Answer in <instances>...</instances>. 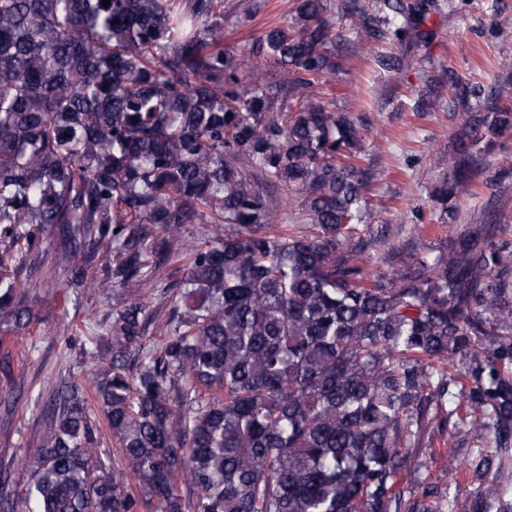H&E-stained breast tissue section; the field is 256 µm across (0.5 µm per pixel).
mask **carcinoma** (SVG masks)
Listing matches in <instances>:
<instances>
[{
	"mask_svg": "<svg viewBox=\"0 0 512 512\" xmlns=\"http://www.w3.org/2000/svg\"><path fill=\"white\" fill-rule=\"evenodd\" d=\"M265 7L0 0V328L29 325L36 273L90 295L148 286L112 304L109 366L53 393L39 441L0 464L30 475L0 482V512H456L459 490L423 478L437 433L478 449L465 512H512V241L469 224L370 269L376 173L357 122L322 97L345 38L328 0H291L224 49V27ZM345 9L376 41L429 36L419 3ZM448 89L473 116L432 192L442 222L512 133V105L453 70ZM49 226L59 257L41 249ZM3 361L33 392L22 355Z\"/></svg>",
	"mask_w": 512,
	"mask_h": 512,
	"instance_id": "carcinoma-1",
	"label": "carcinoma"
}]
</instances>
